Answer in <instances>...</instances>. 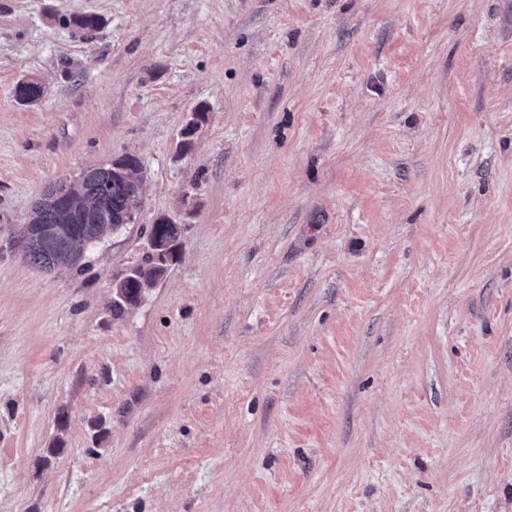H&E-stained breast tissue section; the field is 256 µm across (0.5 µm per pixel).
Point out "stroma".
Instances as JSON below:
<instances>
[{"instance_id":"obj_1","label":"stroma","mask_w":512,"mask_h":512,"mask_svg":"<svg viewBox=\"0 0 512 512\" xmlns=\"http://www.w3.org/2000/svg\"><path fill=\"white\" fill-rule=\"evenodd\" d=\"M126 154L136 223L24 261ZM0 512H512V0H0ZM43 85L35 78L19 80L14 89L15 99L21 105H35L43 96ZM118 172L114 164L85 169L73 183L60 181L53 186L32 209L21 243L25 260L41 269L81 268L87 251L102 241L107 230L115 232L122 226L135 223L141 206V168L134 156L124 159ZM54 198L52 204L40 207L46 200ZM134 213V214H132ZM129 215V223L125 219ZM31 224H48L40 228L44 235L60 237L29 238ZM65 224L67 230L64 226ZM107 224L104 233L101 226ZM112 224V225H110ZM181 224L154 221L150 226L151 253L148 252L141 265L134 268L116 285V299L112 302L113 316H120L126 306L139 301L143 290L154 285L166 273L179 250ZM154 247L167 248L156 252Z\"/></svg>"}]
</instances>
